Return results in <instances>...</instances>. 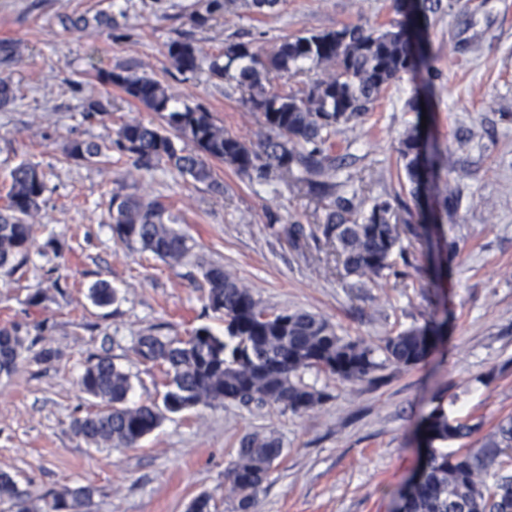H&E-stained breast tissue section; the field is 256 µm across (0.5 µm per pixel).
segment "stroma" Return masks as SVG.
Returning <instances> with one entry per match:
<instances>
[{"mask_svg":"<svg viewBox=\"0 0 512 512\" xmlns=\"http://www.w3.org/2000/svg\"><path fill=\"white\" fill-rule=\"evenodd\" d=\"M209 0H0V41L20 43L22 57L0 69L16 93L0 108V199L18 163L46 174L34 248L14 276L0 275V328L16 327L30 346L10 374H0V472L42 498L74 486L93 490L91 512H187L199 495L212 512H394L423 451L435 407L475 426L448 449L480 448L512 416V0H451L430 17L429 67L384 91L364 123L338 131L344 173L369 196L409 192L399 142L426 114L448 159L442 178L459 201L440 230L411 240L407 261L378 284L336 268L316 226L323 201L292 178L276 187L212 162L223 193L175 170L134 171L129 161L89 163L65 155L75 140L115 138L123 122L160 117L100 83L96 69L125 68L168 86L175 107L203 105L226 133L259 145L268 135L236 82L208 70L182 74L170 64L172 41L206 54L247 41L265 54L287 37L346 25L391 29L402 16L393 0H280L258 13H208ZM117 15L121 27L95 36L64 28L61 16ZM101 105L104 119H86ZM166 199L175 227L193 240L191 256L163 262L112 236L113 190ZM304 232L292 240L286 229ZM218 264L272 310L305 309L328 318L339 335L364 339L378 367L343 382L315 368L304 384L326 393L322 405L292 412L234 402L167 416L137 447L94 449L72 430L96 402L78 380L87 361L107 355L130 373L131 402L153 401L163 376L132 351L136 337L162 325L185 333L199 325L223 334L206 306L202 270ZM108 281L116 300L97 306L91 290ZM39 305H31L34 295ZM442 333L417 365L386 362V337L428 322ZM50 359H41L42 350ZM274 436L284 455L248 510H240L227 471L242 438Z\"/></svg>","mask_w":512,"mask_h":512,"instance_id":"obj_1","label":"stroma"}]
</instances>
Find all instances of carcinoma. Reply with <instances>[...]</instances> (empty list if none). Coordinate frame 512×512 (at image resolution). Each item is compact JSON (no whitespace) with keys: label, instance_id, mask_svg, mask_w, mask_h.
<instances>
[{"label":"carcinoma","instance_id":"obj_1","mask_svg":"<svg viewBox=\"0 0 512 512\" xmlns=\"http://www.w3.org/2000/svg\"><path fill=\"white\" fill-rule=\"evenodd\" d=\"M443 0H399L405 20L397 30L345 26L336 31L285 38L262 57L245 42L224 46V55L206 57L190 42L176 40L169 46L173 67L194 73L207 66L220 80L232 64L247 61L239 85L247 86L245 102L262 114L272 135L256 149L224 131L202 107L171 108L172 96L159 81L124 71H96L97 78L120 88L126 95L157 113L163 124L125 122L117 139L109 143L73 141L67 155L87 162H102L115 151L138 170L171 167L181 175L221 193L224 185L214 178L208 160L232 166L249 179L269 181L279 172H297V179L314 193L334 197L318 230L336 252L344 272L375 283L389 276L396 256L405 257L404 238L419 236L430 224L399 223V198L373 200L367 212L357 195L335 196V179L341 167L333 155V137L340 127L356 124L373 110L383 90L401 74L427 66L428 40L421 21L442 10ZM61 23L89 34L116 29L115 17L99 13L76 20L63 16ZM23 54L14 42H0V65L10 66ZM324 64L331 72L313 81L302 94L281 95L259 84L262 73H288L299 64ZM189 139L195 152L177 148L175 139ZM429 142L417 123L400 140L399 155L412 194L434 189L436 203L448 211L453 188L436 181L440 160L428 158ZM47 189L39 166L21 162L10 172L7 201L0 208V273L12 276L29 261L40 203ZM113 237L128 246H139L158 259L180 264L192 251L188 238L170 225L168 204L160 197L143 198L120 192L109 202ZM208 285L207 308L224 314V336L205 326L188 336H166L149 331L137 337L133 351L139 360L159 369L164 377L160 400L131 405L129 375L108 356L88 362L79 378L81 390L97 401V410L73 422L77 436L94 448H133L159 427L168 414L226 400L244 406H277L298 412L311 409L327 395L295 380L305 368H318L344 381L368 376L377 366L374 350L359 339L337 334L324 317L306 310L271 311L262 306L251 289L221 266L203 271ZM93 302L106 306L115 293L106 283L91 291ZM437 335L427 326L412 327L385 340V360L405 367L421 362ZM27 337L16 328L0 329V373L10 374L23 352ZM475 427L451 423L444 409H437L425 427L426 453L416 480L404 495L405 512H501L512 502V418L499 422L485 446L452 452L443 444L470 435ZM281 442L273 437L250 435L237 448L229 472L232 491L246 510L276 462ZM23 492L7 473L0 474V502L21 499ZM93 489L68 488L43 498L45 512H88Z\"/></svg>","mask_w":512,"mask_h":512}]
</instances>
